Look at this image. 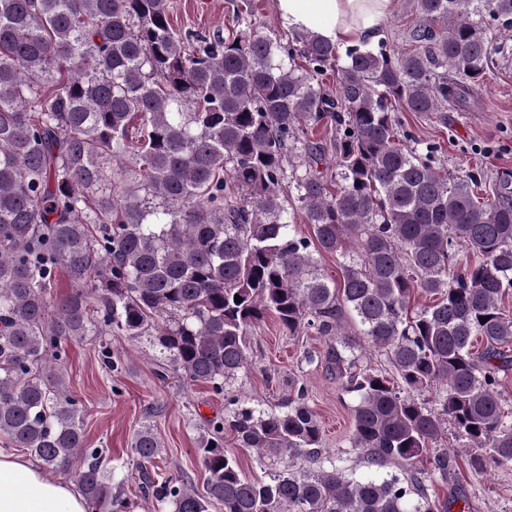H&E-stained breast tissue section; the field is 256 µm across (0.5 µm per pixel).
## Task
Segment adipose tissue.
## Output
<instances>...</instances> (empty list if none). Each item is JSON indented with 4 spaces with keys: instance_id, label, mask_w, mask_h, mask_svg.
Masks as SVG:
<instances>
[{
    "instance_id": "ef3b65f1",
    "label": "adipose tissue",
    "mask_w": 512,
    "mask_h": 512,
    "mask_svg": "<svg viewBox=\"0 0 512 512\" xmlns=\"http://www.w3.org/2000/svg\"><path fill=\"white\" fill-rule=\"evenodd\" d=\"M396 0H277L290 29L310 31L336 46L371 43ZM0 512H88L71 483L47 477L26 458L0 449Z\"/></svg>"
}]
</instances>
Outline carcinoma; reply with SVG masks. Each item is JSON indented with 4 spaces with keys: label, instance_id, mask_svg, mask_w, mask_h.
I'll use <instances>...</instances> for the list:
<instances>
[{
    "label": "carcinoma",
    "instance_id": "obj_1",
    "mask_svg": "<svg viewBox=\"0 0 512 512\" xmlns=\"http://www.w3.org/2000/svg\"><path fill=\"white\" fill-rule=\"evenodd\" d=\"M411 48L337 47L254 23L228 37L177 29L169 0H0V439L75 482L90 512H130L61 366L88 336H151L187 386L216 395L248 364L265 315L334 341L308 362L356 394L351 447L406 478L358 480L318 452L320 422L295 383L277 411L227 398L196 448L203 490L151 473L149 425L132 454L139 489L171 512H438L425 481L452 425L475 473L512 467V184L480 201V175L435 166L440 147L401 135L395 108H471L512 0H416ZM336 69V90L323 76ZM324 129L328 138H315ZM312 229L298 234L295 212ZM473 259L457 263L459 253ZM336 256L340 282L317 256ZM69 293L52 297L61 278ZM418 293L432 304L411 309ZM242 301H235V296ZM351 314L362 339L345 334ZM489 320H484V317ZM485 341L473 351L472 340ZM377 353L398 375L368 362ZM435 389V404L418 398ZM288 459L243 476L224 432ZM433 453V471L417 468Z\"/></svg>",
    "mask_w": 512,
    "mask_h": 512
}]
</instances>
